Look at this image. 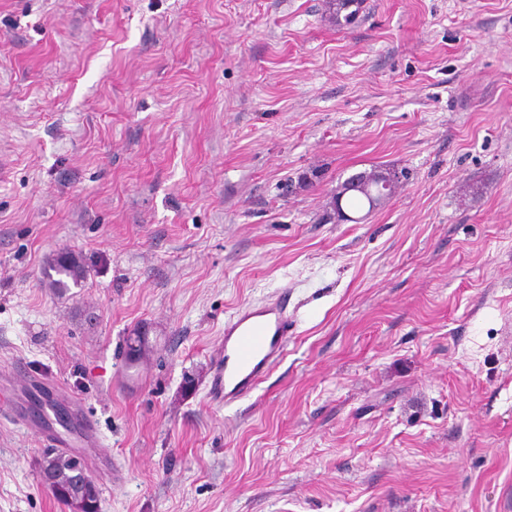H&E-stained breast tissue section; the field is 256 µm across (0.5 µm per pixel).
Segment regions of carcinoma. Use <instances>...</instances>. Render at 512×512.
Segmentation results:
<instances>
[{"label": "carcinoma", "instance_id": "obj_1", "mask_svg": "<svg viewBox=\"0 0 512 512\" xmlns=\"http://www.w3.org/2000/svg\"><path fill=\"white\" fill-rule=\"evenodd\" d=\"M361 5L362 0H329L336 26L346 27L349 17L359 12ZM85 273L86 268L80 258L69 250H62L44 268L43 277L55 291L65 294L70 285L77 286L85 279ZM41 473L50 477L45 487L57 502L69 512L78 508L87 512L95 492L78 458L64 453L47 456L41 464Z\"/></svg>", "mask_w": 512, "mask_h": 512}]
</instances>
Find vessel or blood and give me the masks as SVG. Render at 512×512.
I'll use <instances>...</instances> for the list:
<instances>
[{
  "label": "vessel or blood",
  "instance_id": "vessel-or-blood-1",
  "mask_svg": "<svg viewBox=\"0 0 512 512\" xmlns=\"http://www.w3.org/2000/svg\"><path fill=\"white\" fill-rule=\"evenodd\" d=\"M297 326L287 292L238 308L224 323L221 355L214 364L209 396L234 405L251 397L287 354Z\"/></svg>",
  "mask_w": 512,
  "mask_h": 512
}]
</instances>
